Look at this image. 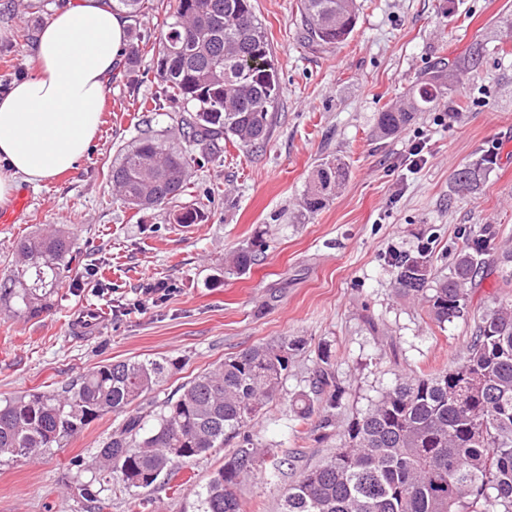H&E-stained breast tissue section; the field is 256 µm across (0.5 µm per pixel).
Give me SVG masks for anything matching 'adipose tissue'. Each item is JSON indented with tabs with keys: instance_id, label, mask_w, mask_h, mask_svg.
<instances>
[{
	"instance_id": "obj_1",
	"label": "adipose tissue",
	"mask_w": 512,
	"mask_h": 512,
	"mask_svg": "<svg viewBox=\"0 0 512 512\" xmlns=\"http://www.w3.org/2000/svg\"><path fill=\"white\" fill-rule=\"evenodd\" d=\"M127 47L126 19L101 0H72L45 21L28 75L0 98V205L19 182L45 181L86 157L105 79Z\"/></svg>"
}]
</instances>
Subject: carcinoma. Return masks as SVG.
<instances>
[{
  "label": "carcinoma",
  "instance_id": "cac0c4a2",
  "mask_svg": "<svg viewBox=\"0 0 512 512\" xmlns=\"http://www.w3.org/2000/svg\"><path fill=\"white\" fill-rule=\"evenodd\" d=\"M112 11L137 22L149 0H105ZM305 39L318 46L345 42L357 23L355 0H300ZM158 40L156 79L164 101L177 110V132L160 141L145 135L112 163L109 179L119 200L143 210L171 204L188 191L189 171L221 156L228 142L263 143L280 97L278 72L265 29L252 0H176ZM484 47L463 60L441 62L436 72L408 90V107H390L377 118L380 136L408 125L418 112L448 103L461 64L474 67ZM493 165L483 156L455 174V192L481 190ZM349 176L340 157L319 164L302 207L316 213ZM175 224H200V208L169 213ZM496 237L491 226L463 238L447 275L432 277L433 252L396 254L397 291L423 303L438 324L464 316L470 290L490 276L487 259ZM71 232L65 226L37 229L13 249V273L0 279V305L27 319L49 312L56 289L70 273ZM266 247L262 236L225 259V273L244 274ZM305 341L284 337L229 356L185 383L175 399L146 415L132 406L165 377L169 362L133 359L99 365L52 392H34L0 403V459L33 460L109 413L123 416L80 472L74 489L85 512H104L109 494L153 486L174 476L212 448L231 442L200 495L198 512H240L234 491L242 476L260 470L264 453L251 423L278 392ZM323 349L309 390L289 403L297 421L327 430L326 417L313 424L315 404L342 408L343 390ZM280 512H512V301L487 309L462 359L447 369L410 375L384 391L348 422L334 452L303 471L288 488Z\"/></svg>",
  "mask_w": 512,
  "mask_h": 512
}]
</instances>
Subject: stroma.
<instances>
[{"instance_id": "stroma-1", "label": "stroma", "mask_w": 512, "mask_h": 512, "mask_svg": "<svg viewBox=\"0 0 512 512\" xmlns=\"http://www.w3.org/2000/svg\"><path fill=\"white\" fill-rule=\"evenodd\" d=\"M67 0H0V95L28 74L38 33ZM351 37L330 48L305 42L299 0H254L281 86L270 135L259 148L226 145L219 158L190 171L205 222L170 223L166 207L137 211L118 200L108 179L121 148L175 124L173 109L142 112L158 84L157 55L145 51L134 71L108 75L98 133L76 169L37 184L23 221L0 230V278L12 268L18 238L51 225L72 232L71 271L48 314L26 319L0 309V400L60 388L98 365L129 358L166 359L170 368L147 402L178 397L182 384L259 343L299 336L278 395L250 431L268 455L262 471L236 489L241 512H279L290 484L324 461L337 438H318L295 420L288 400L308 390L317 351L328 346L344 391L337 425L363 413L403 376L433 373L459 361L478 314L512 298V285L490 276L470 293L469 311L433 322L421 304L398 294L392 252L416 254L432 242L434 270L447 274L462 234L497 228L492 248L512 241V0H356ZM482 43L480 64L461 73L462 97L382 138L379 112L438 59L461 58ZM422 142L410 169L408 149ZM494 166L481 191L460 196L453 176L481 156ZM342 157L350 176L326 206L302 210L304 190L325 157ZM263 235L267 247L243 275L224 260ZM170 294L145 312L133 305L146 284ZM96 306L104 324L94 336L71 329ZM120 418L108 413L82 433L32 461H0V512H82L74 488L79 462L90 459ZM294 469L276 463L292 449ZM231 446L214 448L154 486L113 494L106 512H196L198 494Z\"/></svg>"}]
</instances>
